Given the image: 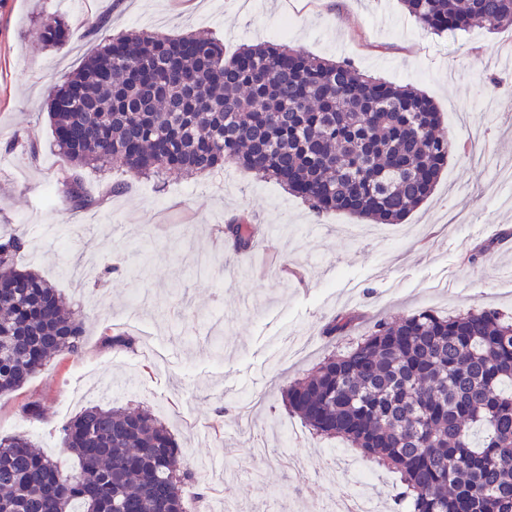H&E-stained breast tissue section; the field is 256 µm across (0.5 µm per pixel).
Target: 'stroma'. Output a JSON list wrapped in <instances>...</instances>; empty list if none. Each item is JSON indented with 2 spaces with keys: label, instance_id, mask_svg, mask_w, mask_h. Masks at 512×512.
Returning <instances> with one entry per match:
<instances>
[{
  "label": "stroma",
  "instance_id": "35a3bbf8",
  "mask_svg": "<svg viewBox=\"0 0 512 512\" xmlns=\"http://www.w3.org/2000/svg\"><path fill=\"white\" fill-rule=\"evenodd\" d=\"M43 16L63 17L66 41L40 43ZM103 30L91 28L92 21ZM206 32L227 53L278 43L427 94L455 148L432 195L400 223L315 214L272 180L237 165L214 176L173 174L164 189L131 181L99 208H75L56 185L65 168L52 134L54 89L104 37ZM512 28L487 23L436 34L400 0H0V233L23 227L24 268L83 313L82 358L57 356L0 398V437L23 435L78 469L60 428L84 406L151 409L174 434L194 482L217 512H317L362 490L345 470L359 452L312 435L283 392L346 338L430 308L480 306L512 316ZM30 134L36 157L12 147ZM248 217L257 252L229 248L220 227ZM152 326L159 357L103 346L135 335L129 310ZM345 336L326 329L340 316ZM39 401L41 419L22 410Z\"/></svg>",
  "mask_w": 512,
  "mask_h": 512
}]
</instances>
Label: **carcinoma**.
<instances>
[{
	"mask_svg": "<svg viewBox=\"0 0 512 512\" xmlns=\"http://www.w3.org/2000/svg\"><path fill=\"white\" fill-rule=\"evenodd\" d=\"M423 27L512 28V0H402ZM35 34L68 37L59 18ZM56 178L79 209L80 170L158 181L233 162L288 187L319 213L396 224L432 192L452 143L432 100L279 44L231 56L209 35L130 32L105 39L55 90ZM245 252L251 227H221ZM23 234H0V397L55 355L84 353L82 313L20 266ZM289 411L400 474L406 512H512V321L473 307L380 320L284 392ZM79 472L63 475L24 436L0 438V512H183L194 472L150 410L86 407L61 427Z\"/></svg>",
	"mask_w": 512,
	"mask_h": 512,
	"instance_id": "obj_1",
	"label": "carcinoma"
}]
</instances>
